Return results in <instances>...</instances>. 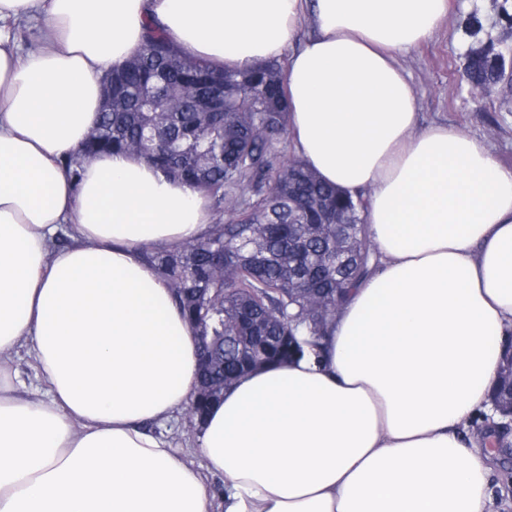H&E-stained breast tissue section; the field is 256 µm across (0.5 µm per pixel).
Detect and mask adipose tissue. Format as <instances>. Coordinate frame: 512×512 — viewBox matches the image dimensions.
I'll return each mask as SVG.
<instances>
[{
	"mask_svg": "<svg viewBox=\"0 0 512 512\" xmlns=\"http://www.w3.org/2000/svg\"><path fill=\"white\" fill-rule=\"evenodd\" d=\"M447 14L448 0H0V512H498L491 454L466 430L490 409L489 339L512 331V168L462 129L419 127L398 61ZM28 19L42 46L24 53ZM154 20L217 66L287 57L291 146L363 195L380 255L321 359L225 389L199 465L143 428L186 408L198 374L196 331L144 253L204 237L207 201L134 156H100L77 183L63 168L103 75Z\"/></svg>",
	"mask_w": 512,
	"mask_h": 512,
	"instance_id": "adipose-tissue-1",
	"label": "adipose tissue"
}]
</instances>
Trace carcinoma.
I'll return each instance as SVG.
<instances>
[{"label": "carcinoma", "mask_w": 512, "mask_h": 512, "mask_svg": "<svg viewBox=\"0 0 512 512\" xmlns=\"http://www.w3.org/2000/svg\"><path fill=\"white\" fill-rule=\"evenodd\" d=\"M286 59L246 68H218L176 50L151 23L136 57L112 74V111L100 112L76 156L70 177L101 154L140 156L166 177L200 190L208 200L211 230L169 249L155 247L146 262L163 277L183 316L202 328L199 352L215 360L211 379L234 383L249 356L250 337L274 340L269 363L306 354L320 357L336 306L379 264L365 234L363 197L325 185L299 158L281 160L287 133ZM468 81L489 94L507 83L504 54L491 44L470 50ZM156 100L145 110L141 93ZM217 136L218 154L199 144ZM346 262H336V225ZM250 240L251 252L240 248ZM329 308L317 318L315 303ZM492 393L501 421L512 413V377L499 368Z\"/></svg>", "instance_id": "cac0c4a2"}]
</instances>
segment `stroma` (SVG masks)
I'll return each instance as SVG.
<instances>
[{"instance_id":"1","label":"stroma","mask_w":512,"mask_h":512,"mask_svg":"<svg viewBox=\"0 0 512 512\" xmlns=\"http://www.w3.org/2000/svg\"><path fill=\"white\" fill-rule=\"evenodd\" d=\"M503 0H451L445 24L425 44L399 58L420 104V124L448 123L484 140L506 166L512 167V92L473 97L463 76L472 44L465 31L470 17L481 22L479 37L512 56V34L498 23Z\"/></svg>"}]
</instances>
